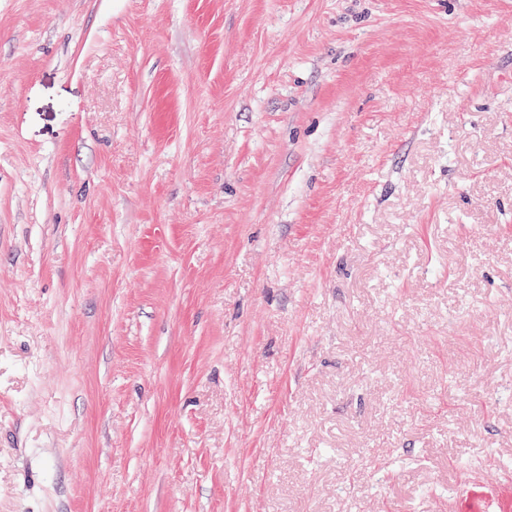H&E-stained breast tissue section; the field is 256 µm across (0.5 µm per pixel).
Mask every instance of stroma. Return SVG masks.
<instances>
[{
	"instance_id": "obj_1",
	"label": "stroma",
	"mask_w": 512,
	"mask_h": 512,
	"mask_svg": "<svg viewBox=\"0 0 512 512\" xmlns=\"http://www.w3.org/2000/svg\"><path fill=\"white\" fill-rule=\"evenodd\" d=\"M510 457L512 0H0V512H512Z\"/></svg>"
}]
</instances>
